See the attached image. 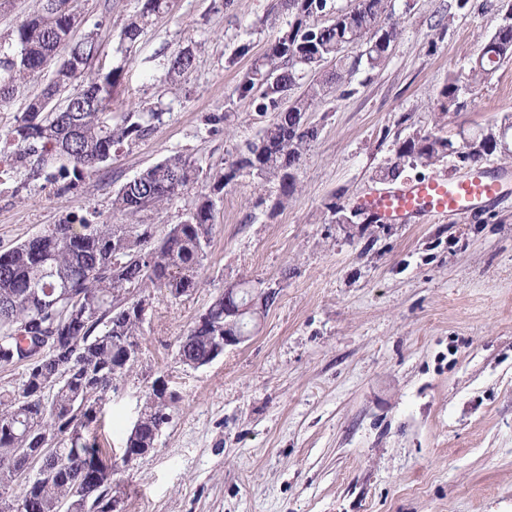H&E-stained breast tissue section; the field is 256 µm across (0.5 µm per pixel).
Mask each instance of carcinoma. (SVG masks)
Returning a JSON list of instances; mask_svg holds the SVG:
<instances>
[{
	"mask_svg": "<svg viewBox=\"0 0 512 512\" xmlns=\"http://www.w3.org/2000/svg\"><path fill=\"white\" fill-rule=\"evenodd\" d=\"M391 0H354L343 8L337 0H279L288 14V29L271 39L266 52L243 72L230 106L212 113L206 125L229 121L233 104L248 103L271 114L257 138L212 176L210 193L200 195L183 220L155 239L154 225L137 220L186 192L198 169L175 153L127 181L112 200V210L127 224H49L37 236L0 254V366H24V377L0 392V486L22 487L7 510L0 512H113L112 488L80 491L84 458L104 457L90 428L101 422L103 410L119 383L138 366L146 317L139 302L159 292L180 298L201 285V271L214 230V196L242 175L276 182L283 208L298 191V170L318 127L305 123L306 114L328 89L345 84L361 64L375 69L385 64L399 38V23L391 21ZM167 7V0H144L131 15L120 39L133 43L149 17ZM87 26L73 39V30ZM99 22H89L76 10V0H41L40 8L16 27L13 42L0 45V102L20 93L27 78L40 73L50 60L68 56L75 65L54 71L41 93L9 134L15 162L33 177L59 161L58 173L80 179L94 173L112 156V149L152 136L163 113L149 108L126 112L112 122L109 105L121 78V68L103 73L89 70L97 56ZM512 58V11L497 21L482 53L472 61L471 81H489L501 62ZM194 55L181 49L169 55L166 79L186 80ZM461 87L453 79L439 92L440 115L458 104ZM512 129V113L487 126L460 148L434 133L408 138L398 158L423 166L448 155L474 164L494 153L501 133ZM325 209L336 224H352L357 211L331 200ZM224 296L214 299L179 339L178 361L193 369L219 357L208 340L224 335ZM179 402L155 387L145 394V424L125 440L122 467L142 457L141 449L156 450L154 433H162ZM56 439L52 463L56 475L40 478L18 473L17 448H36L44 437Z\"/></svg>",
	"mask_w": 512,
	"mask_h": 512,
	"instance_id": "cac0c4a2",
	"label": "carcinoma"
}]
</instances>
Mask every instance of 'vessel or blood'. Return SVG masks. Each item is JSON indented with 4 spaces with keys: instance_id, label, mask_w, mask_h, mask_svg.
<instances>
[{
    "instance_id": "vessel-or-blood-1",
    "label": "vessel or blood",
    "mask_w": 512,
    "mask_h": 512,
    "mask_svg": "<svg viewBox=\"0 0 512 512\" xmlns=\"http://www.w3.org/2000/svg\"><path fill=\"white\" fill-rule=\"evenodd\" d=\"M512 197V170L477 166L450 178L409 181L356 200V208L384 224H427L465 216Z\"/></svg>"
}]
</instances>
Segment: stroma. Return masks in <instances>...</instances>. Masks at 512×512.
I'll return each mask as SVG.
<instances>
[{"label": "stroma", "mask_w": 512, "mask_h": 512, "mask_svg": "<svg viewBox=\"0 0 512 512\" xmlns=\"http://www.w3.org/2000/svg\"><path fill=\"white\" fill-rule=\"evenodd\" d=\"M273 4L168 0L129 44L120 33L142 0H78L99 24V65L122 69L113 119L145 106L163 109L164 122L81 180L33 178L0 161V253L68 219L124 223L113 196L174 153L195 162L198 179L144 220L160 236L179 223L269 122L242 104L219 129L204 117L224 110L240 73L286 29ZM511 8L392 0L400 38L383 67H361L309 113L319 134L288 206L275 207L277 183L247 176L216 196L200 288L155 297L142 359L95 430L104 448L119 449L158 376L180 396L157 449L112 475L123 512H512V200L428 224H378L366 213L335 224L324 208L383 190L374 173L395 161L403 182L465 172L456 156L424 167L398 159L397 147L432 131L459 147L512 113L511 61L435 121L443 85L467 80ZM181 49L195 63L173 89L164 64ZM51 78L44 70L0 103V151ZM242 282L279 290L252 335L209 366L181 365L180 336Z\"/></svg>", "instance_id": "1"}]
</instances>
